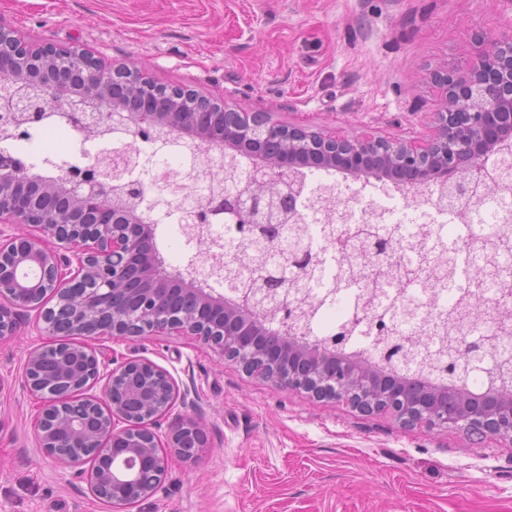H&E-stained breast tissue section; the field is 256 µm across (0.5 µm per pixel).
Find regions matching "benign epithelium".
<instances>
[{
	"label": "benign epithelium",
	"mask_w": 512,
	"mask_h": 512,
	"mask_svg": "<svg viewBox=\"0 0 512 512\" xmlns=\"http://www.w3.org/2000/svg\"><path fill=\"white\" fill-rule=\"evenodd\" d=\"M0 76L14 93L0 114L35 120L46 102L68 106L82 127L94 113L101 125L121 124L137 141L165 129L198 149L243 155L258 175L242 198L213 195L204 214L239 224L311 167L344 176L389 178L415 190L437 183L458 198L486 193L512 149V33H474L463 67L430 76L441 111L434 133L415 141L351 140L272 120L236 103L156 82L144 70L107 67L91 52L32 43L0 27ZM134 186L118 177L74 172L31 179L0 165V224L20 233L0 238V340L18 332V311L40 312L53 340L30 350L25 385L41 400L39 445L67 464L91 463V492L137 504L151 498L172 458L191 460L207 447L190 418L171 425L161 442L152 426L171 413L177 389L147 359H129L106 376L102 395L98 352L71 337L143 340L162 333L192 336L227 362L282 390L343 402L366 413H388L408 427H468L481 437L512 438V387L412 384L400 370L377 365L288 329V307L260 315L250 292L202 287L193 273L161 267L156 225L116 201Z\"/></svg>",
	"instance_id": "benign-epithelium-1"
}]
</instances>
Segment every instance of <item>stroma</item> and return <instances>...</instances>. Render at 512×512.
Masks as SVG:
<instances>
[{
	"mask_svg": "<svg viewBox=\"0 0 512 512\" xmlns=\"http://www.w3.org/2000/svg\"><path fill=\"white\" fill-rule=\"evenodd\" d=\"M0 26L283 123L412 141L439 109L429 72L464 64L476 31H512V0H0ZM156 240L176 268L197 251L176 224L158 225ZM19 322L0 341V512H512V442L280 390L176 334L92 342L114 362L170 373L180 398L154 425L159 439L176 416L208 437L198 458L172 459L152 498L109 504L92 494L88 465L38 444L23 372L48 336L38 312Z\"/></svg>",
	"mask_w": 512,
	"mask_h": 512,
	"instance_id": "obj_1",
	"label": "stroma"
}]
</instances>
